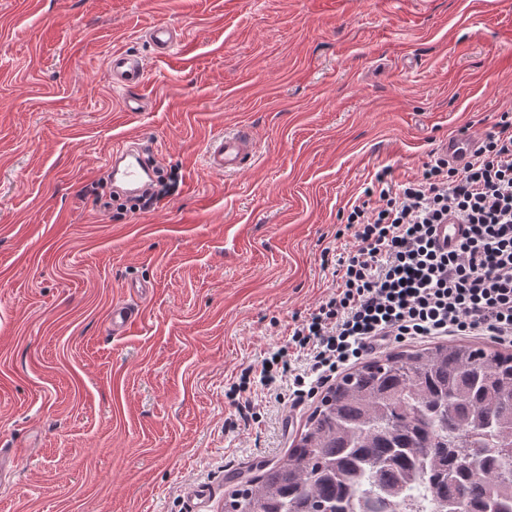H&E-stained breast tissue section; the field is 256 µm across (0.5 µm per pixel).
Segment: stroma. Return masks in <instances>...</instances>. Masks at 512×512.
<instances>
[{"label": "stroma", "mask_w": 512, "mask_h": 512, "mask_svg": "<svg viewBox=\"0 0 512 512\" xmlns=\"http://www.w3.org/2000/svg\"><path fill=\"white\" fill-rule=\"evenodd\" d=\"M126 50L139 112L107 77ZM510 111L512 0H0V512H227V475L283 458L319 403L248 425L227 392L331 293L341 209ZM236 127L254 165L210 171ZM128 135L164 159L147 210L106 203ZM121 298L146 322L116 337ZM147 40L155 50L162 55L169 56L173 48L181 41L177 31L166 23H157L147 30ZM107 76L112 84L126 90L125 110L128 112L141 111L143 99L137 91L146 80L141 57L132 52L112 53L107 61Z\"/></svg>", "instance_id": "obj_1"}]
</instances>
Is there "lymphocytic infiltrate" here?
I'll return each mask as SVG.
<instances>
[{
  "label": "lymphocytic infiltrate",
  "instance_id": "f902f5d3",
  "mask_svg": "<svg viewBox=\"0 0 512 512\" xmlns=\"http://www.w3.org/2000/svg\"><path fill=\"white\" fill-rule=\"evenodd\" d=\"M376 173V204L347 203L353 243L332 271L334 289L259 368L242 370L228 395L243 422L258 421L252 381L289 400L371 350L438 336H488L512 346V117L502 116L464 167L438 158L421 175ZM467 231L448 251L434 245L436 225Z\"/></svg>",
  "mask_w": 512,
  "mask_h": 512
}]
</instances>
